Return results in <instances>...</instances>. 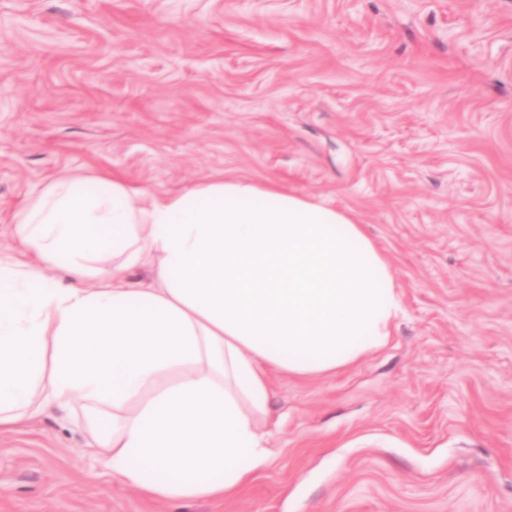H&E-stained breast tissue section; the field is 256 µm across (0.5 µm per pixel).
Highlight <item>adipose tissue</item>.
I'll list each match as a JSON object with an SVG mask.
<instances>
[{"instance_id": "obj_1", "label": "adipose tissue", "mask_w": 512, "mask_h": 512, "mask_svg": "<svg viewBox=\"0 0 512 512\" xmlns=\"http://www.w3.org/2000/svg\"><path fill=\"white\" fill-rule=\"evenodd\" d=\"M14 233L35 261L0 258V425L82 402L108 473L168 501L238 492L271 458L270 374L350 367L404 313L364 225L273 180L59 178ZM147 260L154 287H132Z\"/></svg>"}]
</instances>
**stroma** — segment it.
Returning <instances> with one entry per match:
<instances>
[{
    "label": "stroma",
    "mask_w": 512,
    "mask_h": 512,
    "mask_svg": "<svg viewBox=\"0 0 512 512\" xmlns=\"http://www.w3.org/2000/svg\"><path fill=\"white\" fill-rule=\"evenodd\" d=\"M100 174L333 201L405 312L360 364L273 374L230 499L139 493L47 406L0 428V512H512V0H0V255Z\"/></svg>",
    "instance_id": "1"
}]
</instances>
